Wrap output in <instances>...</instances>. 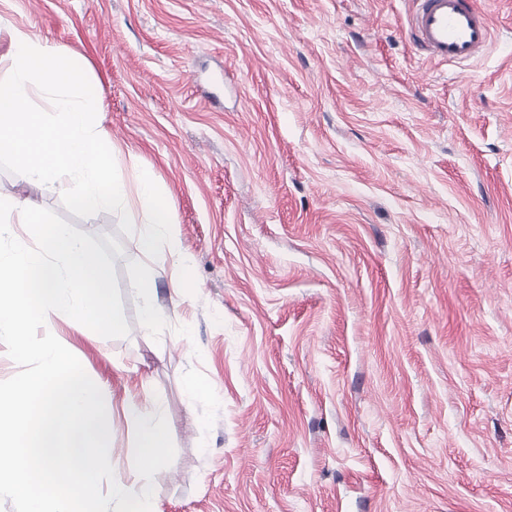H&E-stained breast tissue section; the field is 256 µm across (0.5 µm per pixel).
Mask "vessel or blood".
Masks as SVG:
<instances>
[{
	"label": "vessel or blood",
	"instance_id": "vessel-or-blood-1",
	"mask_svg": "<svg viewBox=\"0 0 512 512\" xmlns=\"http://www.w3.org/2000/svg\"><path fill=\"white\" fill-rule=\"evenodd\" d=\"M408 26L416 45L428 58L463 63L489 45L492 28L488 15L474 0H411Z\"/></svg>",
	"mask_w": 512,
	"mask_h": 512
}]
</instances>
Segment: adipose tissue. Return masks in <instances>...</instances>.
<instances>
[{
    "label": "adipose tissue",
    "instance_id": "obj_1",
    "mask_svg": "<svg viewBox=\"0 0 512 512\" xmlns=\"http://www.w3.org/2000/svg\"><path fill=\"white\" fill-rule=\"evenodd\" d=\"M3 61L10 64V77L0 82V156L22 167L42 192L74 183L84 209L124 215L137 225L136 247L145 257L163 243L176 262L188 264L152 173L137 169L125 177L118 153L107 148L108 136L94 119L101 102L68 49L13 29L0 47ZM36 95L50 101V110L33 103ZM124 416L136 436L141 468L153 467L167 446L161 407L131 401Z\"/></svg>",
    "mask_w": 512,
    "mask_h": 512
}]
</instances>
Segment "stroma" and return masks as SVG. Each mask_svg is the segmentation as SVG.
<instances>
[{
    "mask_svg": "<svg viewBox=\"0 0 512 512\" xmlns=\"http://www.w3.org/2000/svg\"><path fill=\"white\" fill-rule=\"evenodd\" d=\"M476 3L494 37L463 66L416 49L410 0H0L85 68L192 258L159 246L147 333L133 225L44 198L130 331L44 329L160 512H512V0ZM148 398L143 473L123 407ZM151 271L147 270L146 276L139 281L136 290L144 299V306L142 309V324L146 328H151L161 321V314L159 309L154 305L152 297L154 288L151 287L149 282V275ZM124 416L136 436L142 469L153 467L167 448V434L162 425L163 412L159 405L128 402Z\"/></svg>",
    "mask_w": 512,
    "mask_h": 512,
    "instance_id": "stroma-1",
    "label": "stroma"
}]
</instances>
